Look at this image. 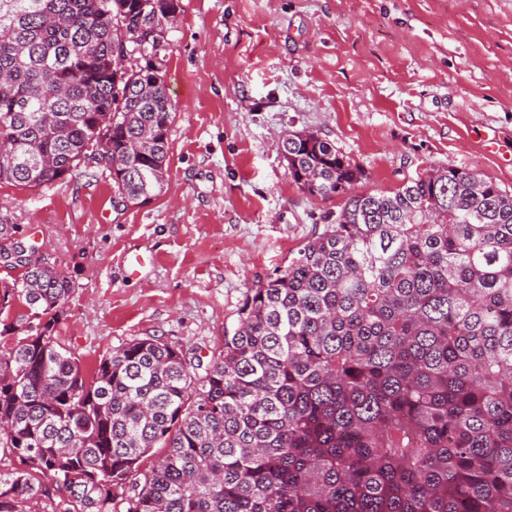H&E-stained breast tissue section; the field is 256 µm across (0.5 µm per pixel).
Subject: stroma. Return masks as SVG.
<instances>
[{"instance_id": "stroma-1", "label": "stroma", "mask_w": 512, "mask_h": 512, "mask_svg": "<svg viewBox=\"0 0 512 512\" xmlns=\"http://www.w3.org/2000/svg\"><path fill=\"white\" fill-rule=\"evenodd\" d=\"M159 57L176 105L160 196L114 204L100 169L0 184L73 282L55 337L84 367L149 336L210 361L248 288L343 204L290 179L288 133L333 142L364 193L447 163L512 190V0H179Z\"/></svg>"}]
</instances>
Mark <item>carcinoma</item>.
Listing matches in <instances>:
<instances>
[{"label": "carcinoma", "instance_id": "1", "mask_svg": "<svg viewBox=\"0 0 512 512\" xmlns=\"http://www.w3.org/2000/svg\"><path fill=\"white\" fill-rule=\"evenodd\" d=\"M178 10L0 0V183L103 155L124 206L157 198L175 105L134 36ZM130 50L145 64L124 71ZM282 155L344 204L206 365L146 337L85 370L55 338L72 281L23 240L22 281L0 285V316L25 309L0 319V512H512V192L450 163L350 195L365 172L329 140ZM24 235L0 207V242Z\"/></svg>", "mask_w": 512, "mask_h": 512}]
</instances>
